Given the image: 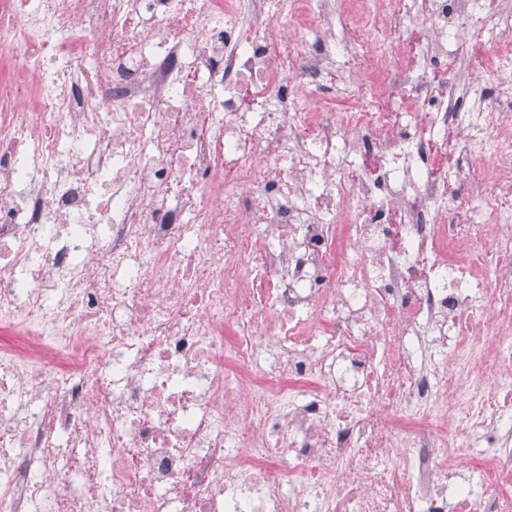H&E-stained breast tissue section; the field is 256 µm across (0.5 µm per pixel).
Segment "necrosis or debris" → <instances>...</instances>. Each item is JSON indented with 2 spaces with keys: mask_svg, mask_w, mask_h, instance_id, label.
<instances>
[{
  "mask_svg": "<svg viewBox=\"0 0 512 512\" xmlns=\"http://www.w3.org/2000/svg\"><path fill=\"white\" fill-rule=\"evenodd\" d=\"M338 2L0 0V512H512V9ZM470 56L466 59L462 74L465 85L469 86L472 94L467 100V104H462V111L470 112L472 104L479 95L491 97L494 78L490 75H481L482 65L487 57L488 51L481 42L477 32L470 31V39L468 41ZM469 84V85H468Z\"/></svg>",
  "mask_w": 512,
  "mask_h": 512,
  "instance_id": "obj_1",
  "label": "necrosis or debris"
}]
</instances>
